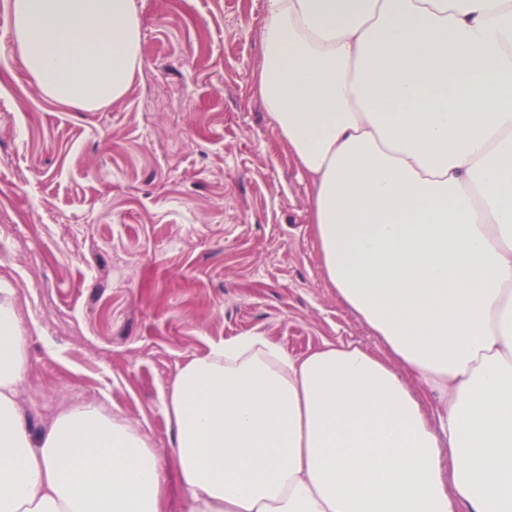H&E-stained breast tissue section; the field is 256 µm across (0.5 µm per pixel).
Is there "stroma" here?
<instances>
[{
  "mask_svg": "<svg viewBox=\"0 0 512 512\" xmlns=\"http://www.w3.org/2000/svg\"><path fill=\"white\" fill-rule=\"evenodd\" d=\"M141 71L90 112L37 92L0 0V277L30 328L31 433L104 405L165 460L162 392L226 339L376 341L325 281L310 186L258 92L263 0H135Z\"/></svg>",
  "mask_w": 512,
  "mask_h": 512,
  "instance_id": "1",
  "label": "stroma"
}]
</instances>
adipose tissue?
<instances>
[{
	"label": "adipose tissue",
	"instance_id": "obj_1",
	"mask_svg": "<svg viewBox=\"0 0 512 512\" xmlns=\"http://www.w3.org/2000/svg\"><path fill=\"white\" fill-rule=\"evenodd\" d=\"M38 93L79 111L140 69L134 0H10ZM258 91L311 187L337 300L382 347L236 336L163 395L167 464L101 407L32 435L0 278V512H512V0H264Z\"/></svg>",
	"mask_w": 512,
	"mask_h": 512
}]
</instances>
